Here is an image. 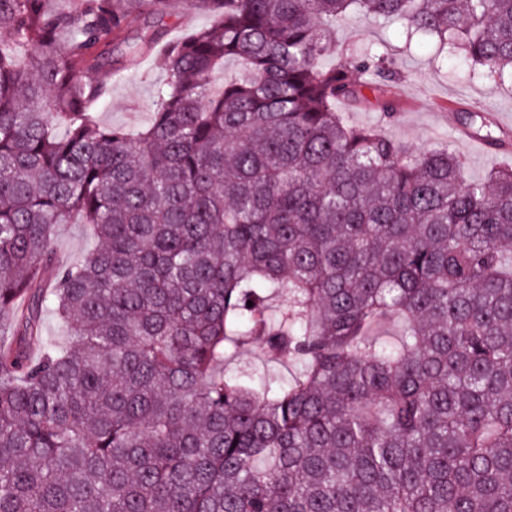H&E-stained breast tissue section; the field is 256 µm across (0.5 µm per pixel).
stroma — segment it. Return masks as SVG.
<instances>
[{"label":"stroma","instance_id":"1","mask_svg":"<svg viewBox=\"0 0 512 512\" xmlns=\"http://www.w3.org/2000/svg\"><path fill=\"white\" fill-rule=\"evenodd\" d=\"M401 31L400 23L383 27L359 14L337 19L338 46L354 51L378 44L402 72L396 88L400 109L392 119L382 120L367 106L349 112L348 120L356 125L380 124L386 137L414 151L449 145L464 159L465 175L471 181L485 179L494 168H512V151L488 152L480 139L461 133L466 113L480 106L488 111L496 132L512 140V88L466 79L461 59L437 63L430 50L406 48ZM99 77L110 87L107 100L96 110L100 123L130 130L149 123L157 91L166 79L158 53L142 58L134 70H103ZM96 244L88 225L62 224L53 238L52 250L58 262L65 264L79 260Z\"/></svg>","mask_w":512,"mask_h":512}]
</instances>
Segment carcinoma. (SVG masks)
Listing matches in <instances>:
<instances>
[{"label": "carcinoma", "instance_id": "cac0c4a2", "mask_svg": "<svg viewBox=\"0 0 512 512\" xmlns=\"http://www.w3.org/2000/svg\"><path fill=\"white\" fill-rule=\"evenodd\" d=\"M49 2L0 0V512H512V169L347 124L402 74L324 64L355 11L512 87V0H189L137 132L97 74L167 0ZM88 224H59L52 250L59 264L73 263L96 247Z\"/></svg>", "mask_w": 512, "mask_h": 512}]
</instances>
